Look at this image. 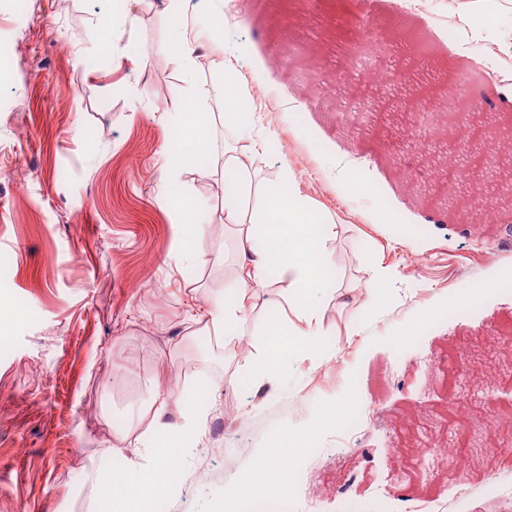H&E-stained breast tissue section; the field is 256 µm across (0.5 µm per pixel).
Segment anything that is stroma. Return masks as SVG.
Instances as JSON below:
<instances>
[{
	"label": "stroma",
	"mask_w": 512,
	"mask_h": 512,
	"mask_svg": "<svg viewBox=\"0 0 512 512\" xmlns=\"http://www.w3.org/2000/svg\"><path fill=\"white\" fill-rule=\"evenodd\" d=\"M314 6L245 0L225 27L204 0H190L188 20L202 37L189 73L161 0H0V43L15 51V77L0 82V512H99V479L126 468L123 451L145 430L153 387L202 397L183 410L197 435L174 450L181 478L154 512H218L255 450L307 434L321 409L348 394L349 373L371 424L351 451L335 428L317 436L288 495L290 512H310L315 485L324 493L320 512H341L347 500L360 512H512V467L502 469L503 498L493 502L477 492L485 467L461 498L438 462L416 457L398 468L387 459L395 439L423 448L450 441L481 454L490 390L512 422V360L502 356L512 348V293L432 327L419 345L403 334L417 313L442 308L450 288L512 272V180L483 184L503 221L469 224L449 210L447 185L429 192L417 179L421 156L409 128L421 117L408 91L437 95L447 85V73L428 70L429 58L464 66L435 38L448 0H426L421 13L397 0H332L321 15ZM371 27L392 44L395 80L386 91L354 75ZM314 40L324 50L315 70L304 52ZM230 54L247 75L241 111L275 133L252 154L259 180L273 188L294 173L316 213L333 216L338 234L326 248L343 285L390 272L380 313L351 306L329 314L333 363L315 371L290 362L263 389L251 378L265 344L262 317L239 342H196L212 301L232 285L224 266L231 240L216 176L194 163L172 179L168 150L175 125L220 111ZM496 62L508 78L470 71L468 95L479 118L506 121L512 111L501 93L512 87V54ZM312 75L327 107H310L300 125L290 110H267L266 100L294 95L295 81ZM178 94L194 98V113L176 114ZM344 95L366 111L364 132L352 138L331 108ZM336 156L352 166L347 181L327 171ZM182 207L209 218L189 248ZM387 210L403 217L406 237L374 223ZM352 322L360 335H350ZM465 359L494 371L491 384L470 383ZM228 375L235 387H225ZM460 398L465 413L449 415V400ZM228 442L238 450L231 469L209 453Z\"/></svg>",
	"instance_id": "35a3bbf8"
}]
</instances>
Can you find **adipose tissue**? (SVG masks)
<instances>
[{
	"mask_svg": "<svg viewBox=\"0 0 512 512\" xmlns=\"http://www.w3.org/2000/svg\"><path fill=\"white\" fill-rule=\"evenodd\" d=\"M239 88L234 82L224 85L222 110L227 120L222 164L236 176L237 201L225 207L224 224L233 234L236 246L230 256L236 272L234 284L224 297L215 301L208 313L214 335L232 341L247 335L253 311L269 307L265 331L266 347L252 367L257 385L274 382L280 366L291 360L328 362L333 358L323 339L330 309L359 305L366 312L380 309L384 298L376 289L358 290L331 287L332 268L323 245L335 238L332 219L317 215L302 196L294 176H286L278 190L265 199L264 246H256L249 202L261 187L241 143L253 147L267 145L269 136L259 135L253 113L243 112L238 103ZM288 282V308L299 320L297 327L285 328L281 315L272 307L269 273ZM171 399L153 394L152 422L143 434L141 445L130 449L126 470L108 488L110 512H151L153 498L172 491L166 477L169 445L173 435L192 438L196 427L188 423L172 426L168 417Z\"/></svg>",
	"mask_w": 512,
	"mask_h": 512,
	"instance_id": "adipose-tissue-1",
	"label": "adipose tissue"
}]
</instances>
